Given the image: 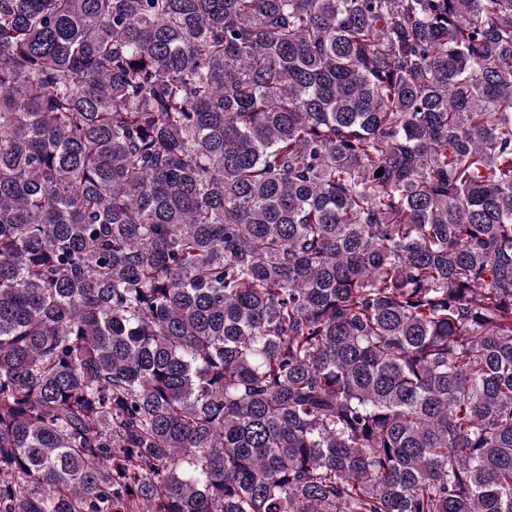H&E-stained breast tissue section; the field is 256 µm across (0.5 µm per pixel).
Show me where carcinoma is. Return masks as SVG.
<instances>
[{"instance_id":"1","label":"carcinoma","mask_w":512,"mask_h":512,"mask_svg":"<svg viewBox=\"0 0 512 512\" xmlns=\"http://www.w3.org/2000/svg\"><path fill=\"white\" fill-rule=\"evenodd\" d=\"M0 512H512V0H0Z\"/></svg>"}]
</instances>
